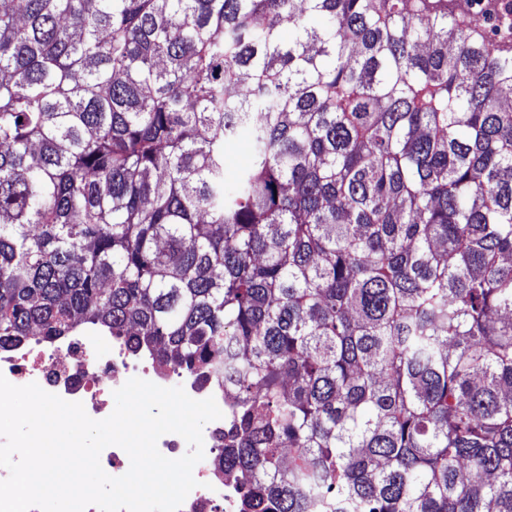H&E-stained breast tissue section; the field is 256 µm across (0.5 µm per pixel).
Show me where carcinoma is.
Segmentation results:
<instances>
[{"label":"carcinoma","mask_w":512,"mask_h":512,"mask_svg":"<svg viewBox=\"0 0 512 512\" xmlns=\"http://www.w3.org/2000/svg\"><path fill=\"white\" fill-rule=\"evenodd\" d=\"M469 2L0 0V347L233 381L243 512H512V0ZM249 159L248 141L240 138L227 147L226 173L230 178L237 169L247 164Z\"/></svg>","instance_id":"1"}]
</instances>
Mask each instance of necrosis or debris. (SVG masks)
I'll list each match as a JSON object with an SVG mask.
<instances>
[{
    "mask_svg": "<svg viewBox=\"0 0 512 512\" xmlns=\"http://www.w3.org/2000/svg\"><path fill=\"white\" fill-rule=\"evenodd\" d=\"M0 375L23 386L37 383L46 392L82 403L96 420L106 418L111 393L128 379L138 377L156 385L183 387L193 399L214 398L219 409L232 403L230 387L213 391L186 377L178 367L158 370L154 358L133 355L129 347L109 337L84 331L52 344L22 343L0 349ZM204 457L193 475L198 485L185 498L179 512H239L241 477H225L215 466L224 444V422L203 427Z\"/></svg>",
    "mask_w": 512,
    "mask_h": 512,
    "instance_id": "necrosis-or-debris-1",
    "label": "necrosis or debris"
}]
</instances>
